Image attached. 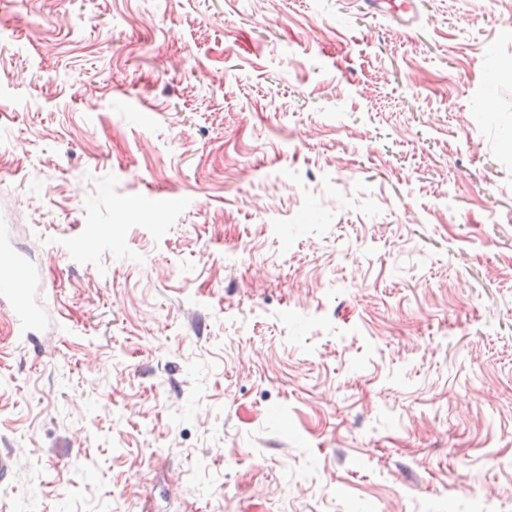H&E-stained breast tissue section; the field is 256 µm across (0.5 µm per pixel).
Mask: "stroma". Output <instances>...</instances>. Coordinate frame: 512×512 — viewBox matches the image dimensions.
Segmentation results:
<instances>
[{"instance_id":"stroma-1","label":"stroma","mask_w":512,"mask_h":512,"mask_svg":"<svg viewBox=\"0 0 512 512\" xmlns=\"http://www.w3.org/2000/svg\"><path fill=\"white\" fill-rule=\"evenodd\" d=\"M416 5L0 0L5 512H512V0Z\"/></svg>"}]
</instances>
